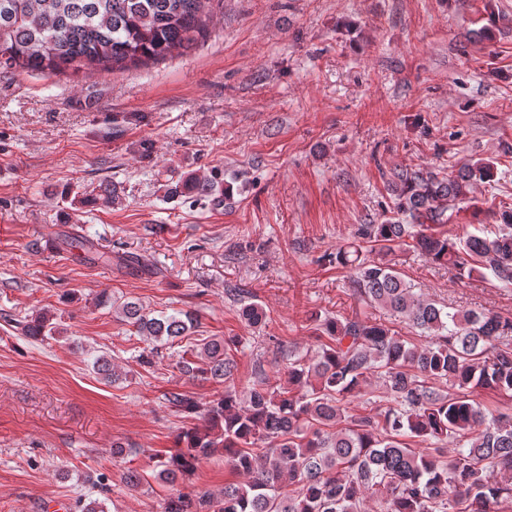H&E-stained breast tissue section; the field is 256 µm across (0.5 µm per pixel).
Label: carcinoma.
<instances>
[{
    "instance_id": "carcinoma-1",
    "label": "carcinoma",
    "mask_w": 512,
    "mask_h": 512,
    "mask_svg": "<svg viewBox=\"0 0 512 512\" xmlns=\"http://www.w3.org/2000/svg\"><path fill=\"white\" fill-rule=\"evenodd\" d=\"M206 0H0V68L12 72L66 69L112 73L167 58L203 34ZM494 163L478 160L445 176L394 168L386 179L393 215L357 225L354 241L336 250V264L353 271V295L406 319L427 338L417 345L356 314L315 317L327 337L309 359L288 351L285 382L261 381L245 405L229 389L200 403L170 396L180 412L198 417L182 432L177 452L160 462L157 478L175 483L202 460L224 451L243 475L214 495L174 493L162 512H501L512 504V415H494L473 398L477 389L512 396V319L491 311L449 310L414 291L388 260L403 245L448 266L459 278L492 276L512 285V206L494 214L492 235L453 238L440 230L452 203ZM214 183L188 177L170 189L207 196ZM124 321L153 346L139 356L153 364L161 347L189 335L196 319L184 311L151 317L141 305L120 307ZM40 315L25 336L52 333ZM235 340L205 339L200 362L184 373L217 384L234 379ZM94 370L112 384L102 354ZM379 379L374 413L345 414L346 398ZM450 384L445 392L433 382ZM346 426L331 430L338 422ZM452 444V451L444 445ZM264 448L259 459L253 449Z\"/></svg>"
}]
</instances>
